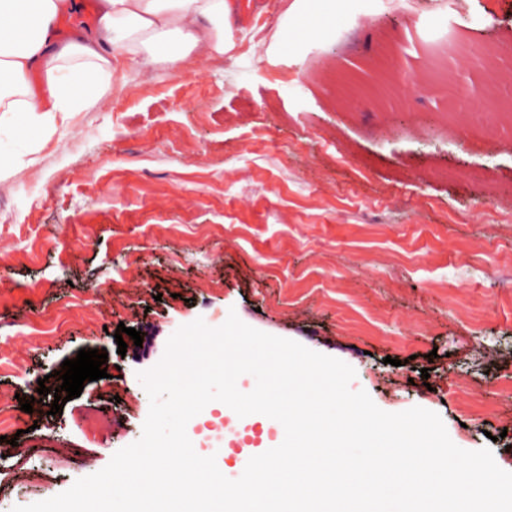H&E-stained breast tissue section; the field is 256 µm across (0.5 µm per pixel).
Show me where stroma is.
Masks as SVG:
<instances>
[{
	"instance_id": "stroma-1",
	"label": "stroma",
	"mask_w": 512,
	"mask_h": 512,
	"mask_svg": "<svg viewBox=\"0 0 512 512\" xmlns=\"http://www.w3.org/2000/svg\"><path fill=\"white\" fill-rule=\"evenodd\" d=\"M262 0L225 31L234 47L174 75L118 61L101 108L0 120V512L56 496L135 442L149 411L137 379L171 334L229 312L259 331L338 358L387 412H436L460 448H491L512 472V239L494 232L512 202L490 203L473 171L512 195V133L471 103L446 128L459 89L480 86L479 49L512 39V0ZM500 127L497 143L470 122ZM87 311H69L78 296ZM466 322H459V313ZM142 345L118 354V325ZM106 349L112 385L85 383L51 415L38 378L81 349ZM428 384H421V371ZM32 400L33 410L20 404ZM118 412L87 437L88 406ZM192 429L237 478L245 446L285 437L266 418Z\"/></svg>"
}]
</instances>
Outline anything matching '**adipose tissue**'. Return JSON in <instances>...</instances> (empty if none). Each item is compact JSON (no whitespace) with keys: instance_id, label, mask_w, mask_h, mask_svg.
I'll return each instance as SVG.
<instances>
[{"instance_id":"adipose-tissue-1","label":"adipose tissue","mask_w":512,"mask_h":512,"mask_svg":"<svg viewBox=\"0 0 512 512\" xmlns=\"http://www.w3.org/2000/svg\"><path fill=\"white\" fill-rule=\"evenodd\" d=\"M70 0H0V112L51 114L98 108L113 63L148 58L176 74L201 51L229 47L228 0H100L93 31L54 46V26ZM40 72L46 100L29 77Z\"/></svg>"}]
</instances>
